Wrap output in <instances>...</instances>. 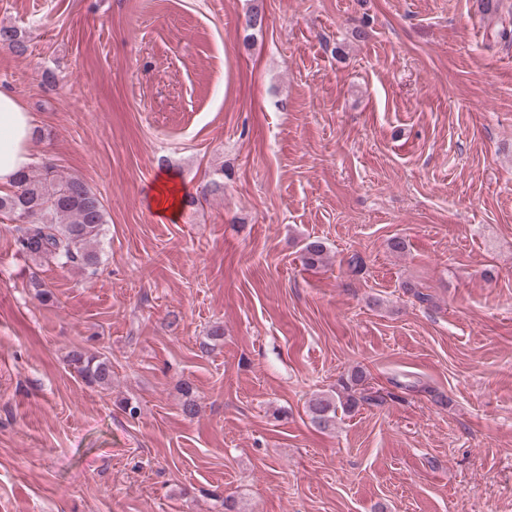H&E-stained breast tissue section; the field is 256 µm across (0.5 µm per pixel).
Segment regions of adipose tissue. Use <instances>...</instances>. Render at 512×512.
<instances>
[{
    "mask_svg": "<svg viewBox=\"0 0 512 512\" xmlns=\"http://www.w3.org/2000/svg\"><path fill=\"white\" fill-rule=\"evenodd\" d=\"M36 122L33 114L7 87H0V186H13L33 162L30 143Z\"/></svg>",
    "mask_w": 512,
    "mask_h": 512,
    "instance_id": "1",
    "label": "adipose tissue"
}]
</instances>
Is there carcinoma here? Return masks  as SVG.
Here are the masks:
<instances>
[{"instance_id":"carcinoma-1","label":"carcinoma","mask_w":512,"mask_h":512,"mask_svg":"<svg viewBox=\"0 0 512 512\" xmlns=\"http://www.w3.org/2000/svg\"><path fill=\"white\" fill-rule=\"evenodd\" d=\"M0 46L22 56L27 40L16 28L0 26ZM0 214L19 224L16 246L31 259H51L63 267L93 268L98 264L106 210L81 178L62 175L50 164L26 170L16 179L13 191L0 194ZM326 256L327 249L318 239L308 241L302 249L308 267L323 264ZM68 363L89 384L112 382V364L99 355L76 350ZM376 400L378 396L365 387L357 398L316 393L308 400L307 410L312 424L327 431L335 424L338 406L350 409Z\"/></svg>"}]
</instances>
